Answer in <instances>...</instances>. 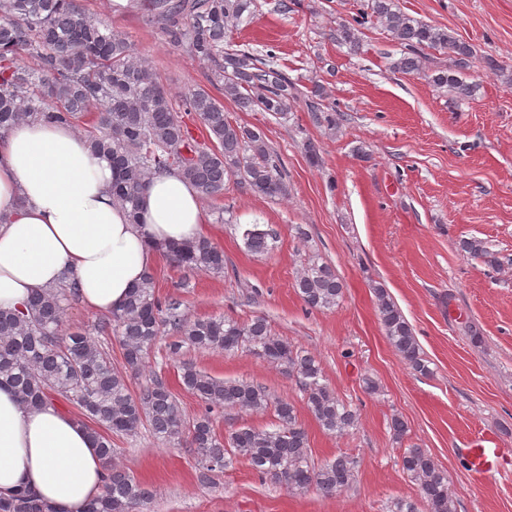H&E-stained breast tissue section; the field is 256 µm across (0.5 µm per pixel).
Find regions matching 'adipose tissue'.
<instances>
[{"mask_svg":"<svg viewBox=\"0 0 512 512\" xmlns=\"http://www.w3.org/2000/svg\"><path fill=\"white\" fill-rule=\"evenodd\" d=\"M118 170L72 127L31 120L0 132V309L40 289L75 287L86 308L120 310L155 264L157 244L204 237L205 214L182 175H151L139 222L112 197ZM106 471L78 417L25 407L0 386V496L32 490L58 512H85Z\"/></svg>","mask_w":512,"mask_h":512,"instance_id":"obj_1","label":"adipose tissue"}]
</instances>
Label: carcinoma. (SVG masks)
<instances>
[{
	"label": "carcinoma",
	"mask_w": 512,
	"mask_h": 512,
	"mask_svg": "<svg viewBox=\"0 0 512 512\" xmlns=\"http://www.w3.org/2000/svg\"><path fill=\"white\" fill-rule=\"evenodd\" d=\"M252 5L253 0H148L147 17L171 45L185 46L197 58L214 62L213 81L222 84L224 96L241 109L284 115L298 98L288 74L248 52L224 49V29L252 15ZM369 24L380 25L404 48L391 62L393 70L419 74L425 71L424 50H441L448 53V66L431 71L430 82L459 98L472 96L473 84L461 75L470 67L473 48L454 33L408 15L397 0H368L366 10L338 24L336 39L356 49L361 29ZM48 98L55 103L51 110L45 107ZM93 105L98 112L87 123L85 139L93 151L109 156L119 168L112 195L130 209L134 220L145 180L160 171L181 174L202 198L221 195L232 177L265 197L286 193L281 164L262 131L228 120L224 105L198 88L185 94V111L200 118L209 137L203 143L194 140L172 97L152 70L135 59L128 39L91 16L79 0H0V131L35 118L71 125L84 119ZM271 236V231L256 225L245 231V244L261 254L269 249ZM459 247L490 267L500 266L481 239L463 240ZM157 250L184 270L224 273V251L207 239L189 245L161 244ZM295 286L311 309H332L343 296V283L324 264L308 265ZM374 294L378 319L396 355L414 372L428 374L401 310L384 288L375 287ZM74 295L64 285L34 293L22 310L0 311V385L10 386L31 408L59 396L80 411L107 471L102 492L89 501L85 512H140L150 499V491L114 462L113 438L132 437L143 425L159 439L186 443L205 480L241 457L261 479L291 491L313 489L330 497L355 481L357 461L346 454L314 462L294 405L272 398L265 387L219 379L185 365L182 384L205 405L204 412L188 424L162 373H152L131 393L127 378L92 336L94 332L115 335L125 370L133 376L163 336L175 337L166 346L172 353L185 344L228 354L249 347L296 379L308 411L325 432L342 435L355 428L357 412L324 382L315 356L273 335L264 318L247 323L190 319L181 300L156 296L155 278L149 272L122 309L100 319L94 331L62 334L66 306ZM271 406L278 419L272 431L242 426L223 437L211 418L214 408L257 412ZM401 467L417 485L425 512H456L448 475L426 450L406 449ZM0 512L58 510L19 490L9 498L0 497Z\"/></svg>",
	"instance_id": "cac0c4a2"
}]
</instances>
